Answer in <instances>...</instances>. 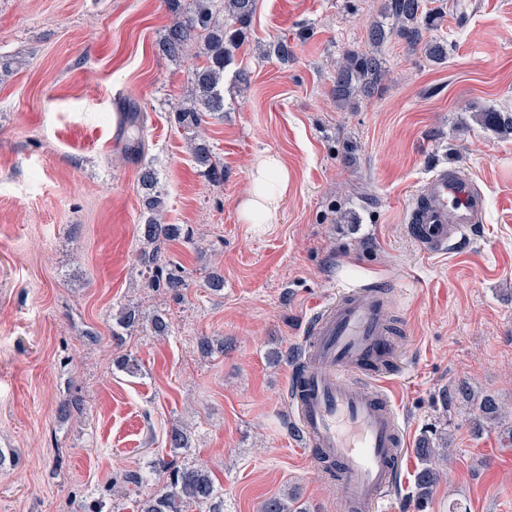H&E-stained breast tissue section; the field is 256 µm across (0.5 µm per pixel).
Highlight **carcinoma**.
Returning a JSON list of instances; mask_svg holds the SVG:
<instances>
[{
  "mask_svg": "<svg viewBox=\"0 0 512 512\" xmlns=\"http://www.w3.org/2000/svg\"><path fill=\"white\" fill-rule=\"evenodd\" d=\"M174 21L167 26L160 40L163 54L177 59L195 46L203 60L191 75L190 96L180 104L172 117L175 125L191 147L192 156L204 174L214 183L224 182V169L213 159V151L203 136L207 120L224 112V71L235 61V53L248 38L250 26L258 9L259 0H164ZM379 13L392 21L386 27L374 22L368 27L364 45L344 52L336 66L332 79L331 96L336 106L343 109L360 96L371 95L387 75L383 46L391 39L402 41L408 51L426 60L442 64L448 58V42L432 38L428 33L437 27L445 13L440 4L428 7L425 0H381ZM276 56L288 61L291 50L287 40L271 43L262 51L263 57ZM124 128L129 134L128 151L138 153L145 146L142 135L143 119L135 103L125 104ZM478 115L481 122L501 134L512 133V113L487 108ZM146 190L144 206L147 217L143 224L142 238L145 247L140 251V261L153 273L150 286L162 288L174 297H181L186 281L180 272L167 269L161 264L159 245L181 236L190 238L178 224H164L159 220L164 201L156 191V175L145 168L139 178ZM148 322L158 336L169 333L170 323L160 313L145 318L137 308L123 309L117 318V326L130 329ZM170 451L186 449L190 436L186 429L172 427L167 433ZM448 447V436L424 435L415 448L419 467L415 475L418 499L426 500L439 479L436 461ZM168 472L166 490L135 501L136 512H190L192 508L204 512H224V497L209 471L192 465H179L176 460L160 459ZM288 496L267 499L262 512H300Z\"/></svg>",
  "mask_w": 512,
  "mask_h": 512,
  "instance_id": "cac0c4a2",
  "label": "carcinoma"
}]
</instances>
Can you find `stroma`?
<instances>
[{
    "label": "stroma",
    "instance_id": "1",
    "mask_svg": "<svg viewBox=\"0 0 512 512\" xmlns=\"http://www.w3.org/2000/svg\"><path fill=\"white\" fill-rule=\"evenodd\" d=\"M379 0H260L251 34L224 73V115L207 139L224 164L212 183L170 114L190 93L194 54L165 56L164 0H0V512H132L113 477L166 476L168 431L208 469L224 512H260L294 493L304 512H339L341 490L314 467L286 400L311 315L351 283L391 285L404 333L391 392L407 450L391 512H512V135L484 128L475 107L512 111V0L448 6L438 35L448 61L400 43L388 76L345 110L331 79L361 44ZM288 39L289 65L259 54ZM251 76L237 88L235 69ZM145 122V154H125L123 107ZM290 173L274 223H242L238 206L261 153ZM152 166L161 218L189 230L166 242L180 299L146 288L139 252L142 168ZM455 168L487 199L465 249L425 255L409 203L437 170ZM224 278L222 290L207 286ZM165 314L168 335H113L122 308ZM223 338L202 355L197 340ZM135 360L134 371L119 368ZM495 398L499 424L480 422ZM80 400L68 413L61 405ZM448 435L440 483L415 496L414 448Z\"/></svg>",
    "mask_w": 512,
    "mask_h": 512
}]
</instances>
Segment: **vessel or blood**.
Listing matches in <instances>:
<instances>
[{"label":"vessel or blood","instance_id":"b4317fda","mask_svg":"<svg viewBox=\"0 0 512 512\" xmlns=\"http://www.w3.org/2000/svg\"><path fill=\"white\" fill-rule=\"evenodd\" d=\"M422 194L426 205L411 203L408 214L424 253L447 251L482 221L485 198L469 177L439 170ZM390 314L384 288L338 290L306 325L302 367L288 381V405L310 461L336 464L341 512H376L400 472L406 436L385 385L384 360L395 353ZM365 375L371 386H363Z\"/></svg>","mask_w":512,"mask_h":512}]
</instances>
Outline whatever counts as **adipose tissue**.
I'll use <instances>...</instances> for the list:
<instances>
[{
	"label": "adipose tissue",
	"mask_w": 512,
	"mask_h": 512,
	"mask_svg": "<svg viewBox=\"0 0 512 512\" xmlns=\"http://www.w3.org/2000/svg\"><path fill=\"white\" fill-rule=\"evenodd\" d=\"M288 181V170L277 154L258 155L251 168V189L239 204L244 223H270L288 193Z\"/></svg>",
	"instance_id": "ef3b65f1"
}]
</instances>
